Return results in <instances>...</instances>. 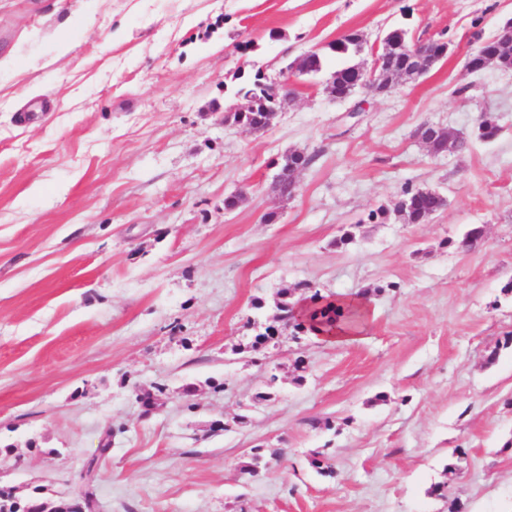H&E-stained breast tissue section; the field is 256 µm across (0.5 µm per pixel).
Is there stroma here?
I'll list each match as a JSON object with an SVG mask.
<instances>
[{
    "label": "stroma",
    "mask_w": 512,
    "mask_h": 512,
    "mask_svg": "<svg viewBox=\"0 0 512 512\" xmlns=\"http://www.w3.org/2000/svg\"><path fill=\"white\" fill-rule=\"evenodd\" d=\"M510 17L512 0H0V489L84 488L96 512H512V69L463 72ZM391 25L452 51L333 99ZM351 32L359 54L330 50ZM311 51L321 71L270 128L225 122L236 74L278 79ZM426 122L468 151L432 154ZM292 150L316 159L284 200ZM408 185L445 207L404 223ZM287 287L365 295L367 329L248 349ZM158 384L145 412L134 390Z\"/></svg>",
    "instance_id": "35a3bbf8"
}]
</instances>
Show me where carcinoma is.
Here are the masks:
<instances>
[{"instance_id":"1","label":"carcinoma","mask_w":512,"mask_h":512,"mask_svg":"<svg viewBox=\"0 0 512 512\" xmlns=\"http://www.w3.org/2000/svg\"><path fill=\"white\" fill-rule=\"evenodd\" d=\"M388 43L391 46L389 60V74L393 83L399 85L405 81L404 53L398 48L399 42L407 39L408 33L403 28H392L387 32ZM361 38L357 33H349L329 45V48L345 55L360 48ZM485 55L495 56V62L502 68L512 69V48L502 43H493L484 47ZM360 65L354 64L343 67L334 72L336 76V93L346 94L353 91L359 80ZM270 81L261 71L254 76L241 81L235 91V96L244 100V104L233 111L224 113V121H231L247 132L257 133L269 127L271 113L267 109L274 106L272 94L269 92ZM315 159V155L304 152L286 154L279 164L280 172L284 178H289L294 171L307 168ZM418 190L406 189L400 197L404 201L413 198L412 210L402 217L407 224H419L432 218L439 212L444 204L434 195L416 196ZM295 290L284 288L281 290V301L277 304L280 326L292 329L295 336H319L336 329L338 325L345 324L350 327L362 325L366 322L353 302H343L314 291L306 304L303 313H295L296 302L293 301ZM75 503L61 501L52 509H46L45 503L38 499H31L19 504L16 512H94V500L88 492L76 495Z\"/></svg>"}]
</instances>
